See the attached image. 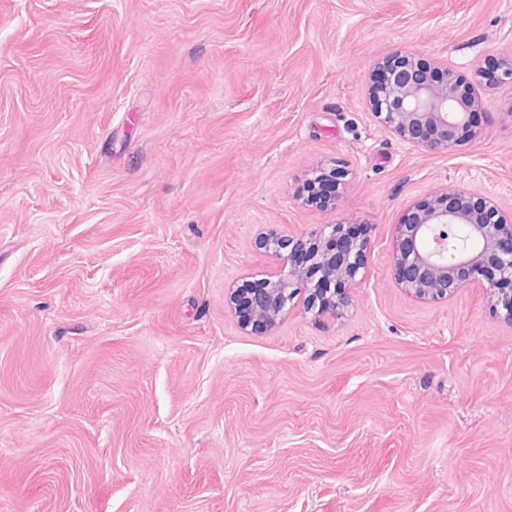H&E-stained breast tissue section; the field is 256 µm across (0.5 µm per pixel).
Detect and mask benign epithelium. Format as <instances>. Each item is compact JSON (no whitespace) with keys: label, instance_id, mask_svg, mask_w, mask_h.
Segmentation results:
<instances>
[{"label":"benign epithelium","instance_id":"obj_1","mask_svg":"<svg viewBox=\"0 0 512 512\" xmlns=\"http://www.w3.org/2000/svg\"><path fill=\"white\" fill-rule=\"evenodd\" d=\"M395 61L382 85L371 83V111L382 126L436 153L455 151L474 136L482 105L448 63L432 67L408 55ZM479 75L489 83L511 82L512 56L498 58ZM343 176L339 169L321 168L305 183L327 181L339 188ZM261 246L282 269L261 288L233 290L232 305L243 326L276 325L299 296L304 313L315 321L346 314L349 290L363 278L367 239L350 237L344 224H320L305 240L272 233ZM393 275L407 294L431 302L476 283L512 323V211L464 188L432 192L396 225Z\"/></svg>","mask_w":512,"mask_h":512}]
</instances>
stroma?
Returning <instances> with one entry per match:
<instances>
[{
    "mask_svg": "<svg viewBox=\"0 0 512 512\" xmlns=\"http://www.w3.org/2000/svg\"><path fill=\"white\" fill-rule=\"evenodd\" d=\"M502 52L512 0H0V512H512V324L392 273L432 191L512 207ZM396 53L482 101L457 152L372 115ZM320 224L366 228L348 315L242 328ZM480 77L489 83L512 81V56L503 55L496 60V66L479 72ZM315 174V175H314ZM314 175L313 177H309L305 180V183L302 187V192L300 195L299 200H302L303 203L306 205H319L322 206L323 203L320 200V198L317 196L318 189L314 188L313 190H310L309 193L305 191V184L308 185L311 183L312 185L316 184L317 181H327L333 184L337 190V194L339 193V189L341 185L343 184V176L344 172L342 170L336 169V168H320L319 170L312 173Z\"/></svg>",
    "mask_w": 512,
    "mask_h": 512,
    "instance_id": "stroma-1",
    "label": "stroma"
}]
</instances>
